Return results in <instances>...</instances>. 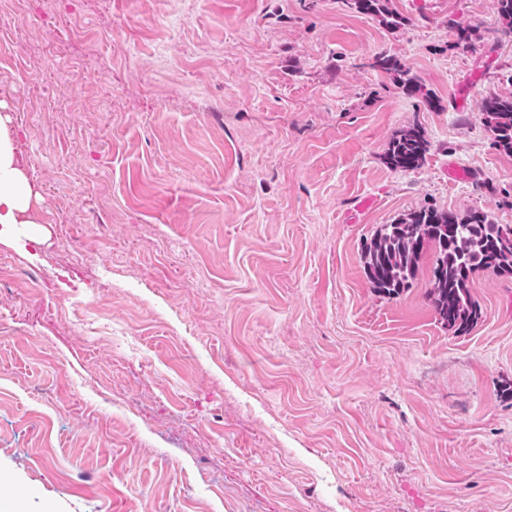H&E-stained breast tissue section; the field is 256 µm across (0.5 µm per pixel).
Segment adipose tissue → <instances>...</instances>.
Here are the masks:
<instances>
[{
	"instance_id": "adipose-tissue-1",
	"label": "adipose tissue",
	"mask_w": 512,
	"mask_h": 512,
	"mask_svg": "<svg viewBox=\"0 0 512 512\" xmlns=\"http://www.w3.org/2000/svg\"><path fill=\"white\" fill-rule=\"evenodd\" d=\"M31 195L11 143L0 139V240L14 235L17 226L25 223Z\"/></svg>"
}]
</instances>
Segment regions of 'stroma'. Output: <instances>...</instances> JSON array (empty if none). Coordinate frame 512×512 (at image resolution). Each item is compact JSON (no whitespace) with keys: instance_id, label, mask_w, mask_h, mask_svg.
Masks as SVG:
<instances>
[{"instance_id":"stroma-1","label":"stroma","mask_w":512,"mask_h":512,"mask_svg":"<svg viewBox=\"0 0 512 512\" xmlns=\"http://www.w3.org/2000/svg\"><path fill=\"white\" fill-rule=\"evenodd\" d=\"M391 7L395 29L341 0H0V137L33 191L0 241V498L512 512V276L474 275L457 334L428 270L388 299L362 259L423 206L512 226L482 111L512 37L496 0ZM414 126L425 162L391 169ZM371 67L392 76L395 82L406 90L410 95H421L426 97L423 85L415 73L394 56L380 53L373 57Z\"/></svg>"}]
</instances>
